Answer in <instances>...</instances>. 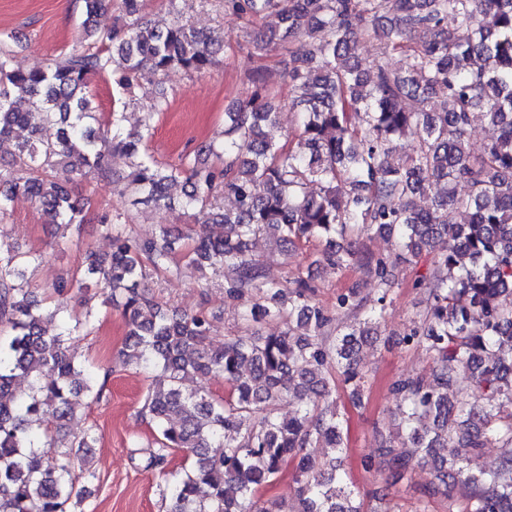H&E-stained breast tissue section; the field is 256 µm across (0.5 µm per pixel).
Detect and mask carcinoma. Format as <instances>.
<instances>
[{
	"mask_svg": "<svg viewBox=\"0 0 512 512\" xmlns=\"http://www.w3.org/2000/svg\"><path fill=\"white\" fill-rule=\"evenodd\" d=\"M82 37L62 58L23 72L13 51L0 46V141L14 147L0 164V215L14 198L28 196L59 225L84 222L91 203L73 195L69 180L94 169L133 202L167 206L169 186L184 181L183 198L201 230L140 239L122 214H96L112 239V254L87 256L79 287H99L127 322L123 356L154 373L140 414L154 424L145 468L165 476L168 512H275L261 490L291 469L299 512H364L341 461L319 462L303 453L321 444L346 448L339 391L362 402L365 375L357 356L380 336L395 285L396 264L370 251L336 244L354 234L394 240L398 260L421 259L427 272L414 287L427 294L425 311L401 343L432 359L426 377L401 374L388 390L396 400L397 433L379 430L367 471L400 476L414 463L431 462L436 481L427 500L449 499L457 482L472 488L456 512H512V0H224V7L263 21L254 40L265 51L299 38L311 49L293 57L288 75L296 129L285 142L276 105L260 70L253 91L224 113L221 141L198 146L178 164L161 165L146 153L154 116L167 106L160 90L138 128L126 131L120 114L100 118L88 91L92 75L108 74L129 93L142 79L161 83L174 69L204 73L224 50V37L194 28L178 0L159 27L145 18L146 0H119L121 23L96 26L112 0H81ZM384 43L371 73L356 60L360 39L381 19ZM420 29L432 38L410 50L404 67L388 63ZM482 109L489 134L483 151L467 148L472 112ZM58 126L54 140L38 137L40 123ZM120 151L129 174L116 175L109 154ZM403 152L402 163L389 158ZM216 156L214 165L202 156ZM465 182L468 198L455 187ZM233 198L224 209L219 197ZM433 196L420 208L416 198ZM469 211L466 224L456 210ZM222 226L220 234L208 231ZM264 235L276 248L317 242L320 260L340 270L358 268L377 297L355 288L336 294L329 309L316 298L309 270L298 266L285 281L266 276L253 251ZM201 271L224 276V295L252 298L240 314L245 334L214 348L202 312L174 314L146 288L149 272L171 270L176 253ZM31 259L0 247V512H72V499L89 493L88 468L75 471L93 448L92 432L70 440L53 436L76 411L82 392L103 398L109 373L78 363L67 340L94 330L97 315L60 314L59 332L46 335L44 309L24 287ZM280 321L286 330L268 334ZM461 374L471 394L453 390ZM224 377L216 399L185 388L194 376ZM24 377L27 389L16 386ZM294 398V415H278ZM46 422L38 434L31 418ZM456 440L459 461L441 450ZM507 451L501 469L478 468L481 449ZM191 459L180 474L167 471L172 452Z\"/></svg>",
	"mask_w": 512,
	"mask_h": 512,
	"instance_id": "cac0c4a2",
	"label": "carcinoma"
}]
</instances>
